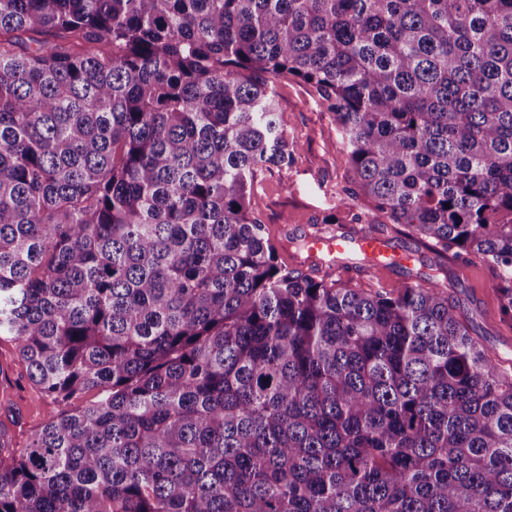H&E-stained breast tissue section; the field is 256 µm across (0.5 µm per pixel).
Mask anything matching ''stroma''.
Here are the masks:
<instances>
[{"label": "stroma", "mask_w": 512, "mask_h": 512, "mask_svg": "<svg viewBox=\"0 0 512 512\" xmlns=\"http://www.w3.org/2000/svg\"><path fill=\"white\" fill-rule=\"evenodd\" d=\"M280 120L290 142L299 153L288 171L275 169L258 173L252 190V206L272 239L279 244V258L294 267L303 260L294 242L331 220L350 231L353 216L362 211L363 201L352 200L348 190L352 168L344 135L333 116L311 95L304 83L291 79L277 87ZM382 231L392 251H415L412 262L397 263L368 275L351 255L339 256L329 274L364 288L392 290L405 279L436 277L474 316L481 343L494 355L512 359V322L502 319L492 275L483 266L460 260L438 262L427 246L415 238ZM57 406L28 380L11 337L0 336V421L7 424L16 448H23Z\"/></svg>", "instance_id": "obj_1"}]
</instances>
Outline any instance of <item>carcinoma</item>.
I'll return each instance as SVG.
<instances>
[{
	"mask_svg": "<svg viewBox=\"0 0 512 512\" xmlns=\"http://www.w3.org/2000/svg\"><path fill=\"white\" fill-rule=\"evenodd\" d=\"M292 78L369 203L338 237L388 219L512 321V0H0V335L65 405L0 424V512H512V363L251 207Z\"/></svg>",
	"mask_w": 512,
	"mask_h": 512,
	"instance_id": "1",
	"label": "carcinoma"
}]
</instances>
